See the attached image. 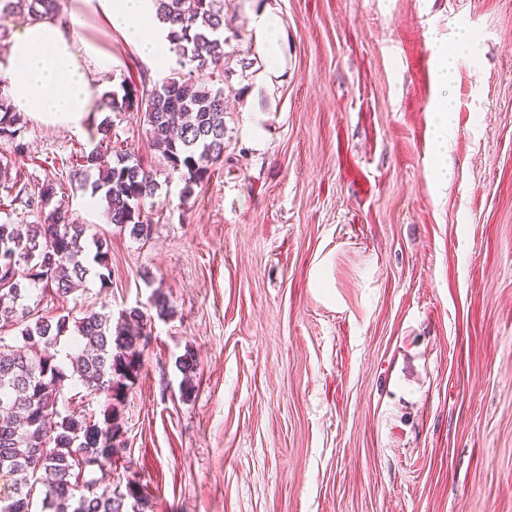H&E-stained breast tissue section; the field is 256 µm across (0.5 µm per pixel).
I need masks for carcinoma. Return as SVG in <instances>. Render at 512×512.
Segmentation results:
<instances>
[{
    "label": "carcinoma",
    "mask_w": 512,
    "mask_h": 512,
    "mask_svg": "<svg viewBox=\"0 0 512 512\" xmlns=\"http://www.w3.org/2000/svg\"><path fill=\"white\" fill-rule=\"evenodd\" d=\"M160 19L169 24L176 68L160 86L121 84L107 90L99 111L120 116L143 113L153 145L184 180L183 193L210 178L212 167L229 147L224 120V91L208 87L204 77L222 66L229 38L241 36L236 18L224 15V0H156ZM61 15L59 0H0V18L31 21ZM25 122L0 96V141L24 150ZM111 121L98 127L101 138L80 155L79 167L97 170V179L79 181L83 191L104 202L110 223L146 237L151 218L144 210L158 185L153 171L126 147L111 145ZM111 153V161L104 154ZM30 204L48 205L57 182L48 179L36 189L21 187ZM88 226L58 203L42 224L0 223V323L22 326L12 341L0 336V512H32L34 489H43L41 512H122L126 494L112 485L113 441L121 432L115 401L139 375L141 347L148 338L147 318L132 308L118 321L112 313L92 311L76 320L60 315L27 321L25 301L41 285L66 298L77 282L89 276L111 279L109 245L87 238ZM94 248H89L88 243ZM75 330L84 345L71 362L82 385L106 397L103 421L59 408L67 375L57 361L61 338ZM99 470L101 477L79 483L80 470Z\"/></svg>",
    "instance_id": "carcinoma-1"
}]
</instances>
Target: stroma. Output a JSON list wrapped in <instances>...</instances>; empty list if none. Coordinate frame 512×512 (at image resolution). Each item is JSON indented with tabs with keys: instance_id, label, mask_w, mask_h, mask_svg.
Listing matches in <instances>:
<instances>
[{
	"instance_id": "stroma-1",
	"label": "stroma",
	"mask_w": 512,
	"mask_h": 512,
	"mask_svg": "<svg viewBox=\"0 0 512 512\" xmlns=\"http://www.w3.org/2000/svg\"><path fill=\"white\" fill-rule=\"evenodd\" d=\"M273 2L285 69L257 95L242 61L259 0L224 2L242 36L210 86L232 159L206 186L184 195L142 115L115 121L156 173L150 237L50 165L91 146L103 112L27 117L20 156L0 142L21 182L60 177L111 242L110 283L33 289L32 314L151 319L117 405L125 512H512V0ZM59 6L112 56L106 89L164 81L97 0ZM462 28L471 48L436 85L435 48ZM438 98L455 102L442 189Z\"/></svg>"
}]
</instances>
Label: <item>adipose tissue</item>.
Returning a JSON list of instances; mask_svg holds the SVG:
<instances>
[{"label": "adipose tissue", "instance_id": "obj_1", "mask_svg": "<svg viewBox=\"0 0 512 512\" xmlns=\"http://www.w3.org/2000/svg\"><path fill=\"white\" fill-rule=\"evenodd\" d=\"M112 29L134 44L154 71L171 59L169 26L160 21L153 0H98ZM253 39L265 52L257 82L266 88L282 71L278 43L280 18L265 5L252 23ZM111 56L84 40L72 24L56 18L15 25L0 55V92L13 111L35 115L52 125L78 126L94 110L102 90L99 75L110 71Z\"/></svg>", "mask_w": 512, "mask_h": 512}]
</instances>
